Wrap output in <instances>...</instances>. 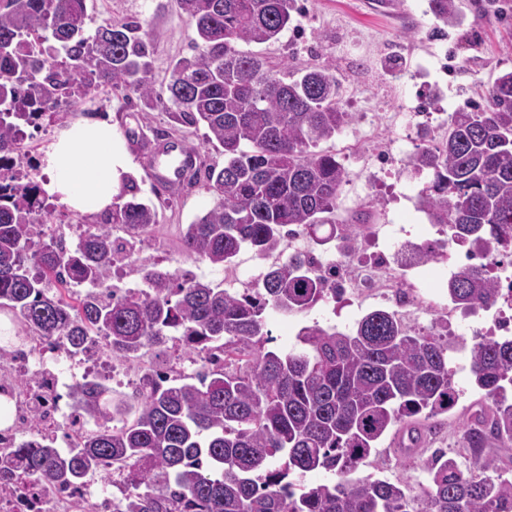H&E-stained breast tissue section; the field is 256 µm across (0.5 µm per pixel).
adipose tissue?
Instances as JSON below:
<instances>
[{
	"instance_id": "1",
	"label": "adipose tissue",
	"mask_w": 512,
	"mask_h": 512,
	"mask_svg": "<svg viewBox=\"0 0 512 512\" xmlns=\"http://www.w3.org/2000/svg\"><path fill=\"white\" fill-rule=\"evenodd\" d=\"M46 195L83 215L109 211L129 184L130 158L104 119H77L66 125L42 158Z\"/></svg>"
}]
</instances>
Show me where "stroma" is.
I'll return each mask as SVG.
<instances>
[{
    "instance_id": "obj_1",
    "label": "stroma",
    "mask_w": 512,
    "mask_h": 512,
    "mask_svg": "<svg viewBox=\"0 0 512 512\" xmlns=\"http://www.w3.org/2000/svg\"><path fill=\"white\" fill-rule=\"evenodd\" d=\"M88 6L97 24L108 17L145 21L155 46L157 84L167 83L172 60L191 53L192 31L175 0H88ZM457 8L456 22L447 26L434 17L429 0H401L393 8L378 0H294L290 24L278 40L247 47L282 72L294 75L327 65L336 78L338 98L351 121L319 148L335 153L347 173L335 219L358 227L353 262L363 261L390 237L402 246L442 238L439 227L417 208L431 175L415 174L410 159L419 146L443 135L453 112L484 103L494 79L512 71V0H457ZM69 117L109 120L123 145L135 137L145 144L130 160L137 195L158 204V222L141 234L136 257L224 285L223 269L186 255L181 246L183 227L215 204L212 192L201 180L169 189L148 176L155 148L170 139L197 145L199 161L223 163V155L205 142V126L175 123L163 108L105 90L72 105ZM61 128L56 120H42L40 131L30 132L22 143V163L36 182L47 178L41 159ZM437 271L436 262L426 263L414 281L422 297L419 307L397 312L409 329L433 331L436 319L448 315L447 300L434 294ZM385 306L382 299L349 288L339 299H326L302 313L268 312L266 328L273 347L286 351L302 327L317 323L350 329L368 312ZM485 324L481 312L466 316L454 329L456 348L449 354V366L461 397L451 412L439 417L423 456L440 448L459 462L468 460L463 427L481 398L469 373L468 350ZM395 446L394 436H385L361 466V474L400 481L420 493L428 484L420 459L401 458Z\"/></svg>"
}]
</instances>
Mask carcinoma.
Wrapping results in <instances>:
<instances>
[{
    "label": "carcinoma",
    "mask_w": 512,
    "mask_h": 512,
    "mask_svg": "<svg viewBox=\"0 0 512 512\" xmlns=\"http://www.w3.org/2000/svg\"><path fill=\"white\" fill-rule=\"evenodd\" d=\"M446 25L455 0H430ZM194 54L179 59L165 90L155 89L154 46L141 21H102L86 34V0H6L0 7V310L25 335L76 356L89 348L128 359L178 337L201 365L173 378L152 369L131 392L87 372L68 389L94 428L56 438L37 434L0 457L46 489L81 487L101 476L116 486L112 512H512V478L485 453L512 445V337L481 336L469 371L483 397L465 424L466 467L438 449L423 460L429 484L413 496L372 474L352 477L389 432L397 453L420 452L426 425L457 405L448 353L455 342L414 332L378 309L344 332L302 328L298 346L265 349V311L303 312L337 291L316 272L313 251L295 254L251 288L231 292L131 262L142 289L108 286L122 250L116 227L157 223V207L136 197L95 217L75 249L34 232L49 214L40 185L18 165L24 129L57 108L112 88L149 98L172 118L203 123L224 164L204 170L215 205L187 225L184 252L224 267L247 245L259 257L283 253L288 228L325 246L350 237L333 219L345 170L317 150L351 118L330 68L284 80L281 71L237 46L275 41L292 0H177ZM432 181L419 200L448 241L482 253L512 250V72L496 78L486 102L453 113L448 132L410 160ZM461 311L494 309L498 280L480 265L448 279ZM336 476L313 486L293 474Z\"/></svg>",
    "instance_id": "cac0c4a2"
}]
</instances>
